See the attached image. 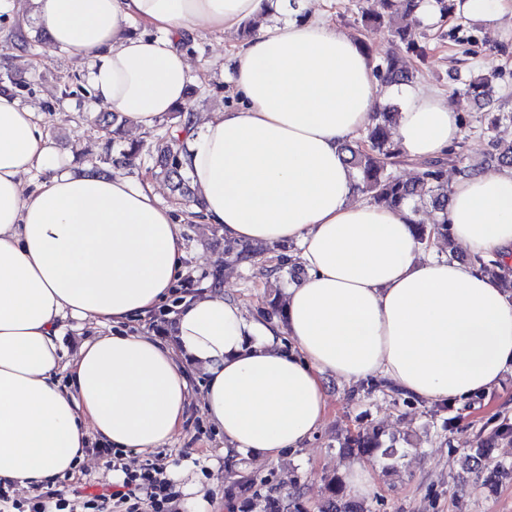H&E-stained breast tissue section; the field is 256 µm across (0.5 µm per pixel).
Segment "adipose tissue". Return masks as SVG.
<instances>
[{"label":"adipose tissue","instance_id":"ef3b65f1","mask_svg":"<svg viewBox=\"0 0 512 512\" xmlns=\"http://www.w3.org/2000/svg\"><path fill=\"white\" fill-rule=\"evenodd\" d=\"M31 3L96 105L142 131L184 105L180 42L198 24L231 34L272 15L233 57L237 103L191 120L179 158L206 223L231 241L295 245L306 275L270 320L208 291L181 297L167 337L121 332L182 275L173 207L125 177L67 171L37 112L0 95V485L53 490L94 444L169 445L196 375L226 451L276 459L324 423L328 379L381 376L417 400L459 402L512 372V299L471 265L424 256L410 207L354 200L340 147L387 89L313 0ZM461 136L447 95L407 92L395 130L405 157H442ZM448 222L469 254L512 266V170L455 181ZM71 318L98 332L68 358Z\"/></svg>","mask_w":512,"mask_h":512}]
</instances>
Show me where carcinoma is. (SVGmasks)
Instances as JSON below:
<instances>
[{"label": "carcinoma", "instance_id": "obj_1", "mask_svg": "<svg viewBox=\"0 0 512 512\" xmlns=\"http://www.w3.org/2000/svg\"><path fill=\"white\" fill-rule=\"evenodd\" d=\"M422 0H376L375 8L363 10L360 23L366 27L388 29L391 49L381 63L376 65V75L386 86L404 85L411 81L413 73L406 66L401 46H406L417 61L427 58L426 47L407 42L409 27L421 26L419 8ZM400 19L402 25L393 28L394 19ZM496 74L480 75L463 82L461 93L474 100L493 101L496 94ZM397 113L387 106L372 113L371 123L363 135L347 141L342 151L347 161L358 172L354 189L368 196L370 203L391 208L405 202L414 204L415 211L425 208L433 212L434 217L428 224L415 223L418 241L422 244L441 238L451 241L448 224V202L451 188L447 183L448 164L460 165L459 174L469 176L480 172H490L504 167L512 168V141L505 142L495 134L496 129L506 123H512V111L500 109L486 112L480 117L482 132L487 136L489 151L478 164H463V155L456 148L448 149L446 156L427 160L422 163L419 179L413 183L399 180L392 174V168L404 162L397 144L392 139L391 129L396 122ZM95 125L111 145L122 139L123 120L106 109H101L94 119ZM148 154L155 159L151 171L162 176L172 184V190L181 198L189 197L192 191L189 178L184 175L179 161V140L175 136H157L148 147ZM224 254L232 255L238 262H250L257 250L249 244L227 241ZM468 263L479 272L490 277L499 287L512 294V268L500 260L481 256L468 257ZM342 448H350L365 456L380 455L384 459L394 460L399 454L397 441L383 431L368 426L358 428L346 435L340 443ZM255 480L242 476L229 485V492L240 494L252 492L241 504V512H308L300 497L292 494L286 498L262 497L253 491ZM330 498L321 512H358L356 504L347 498L343 490L342 478L333 475L327 480Z\"/></svg>", "mask_w": 512, "mask_h": 512}]
</instances>
